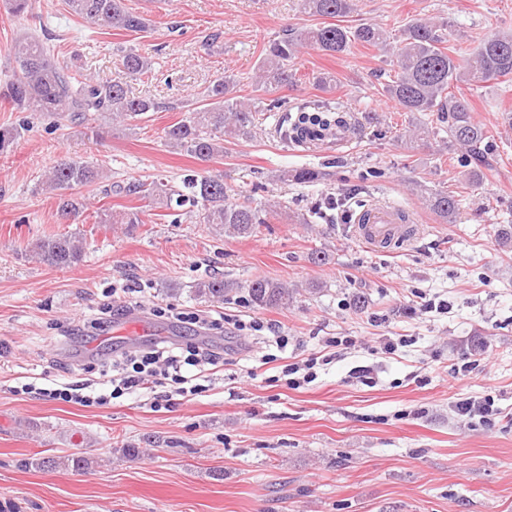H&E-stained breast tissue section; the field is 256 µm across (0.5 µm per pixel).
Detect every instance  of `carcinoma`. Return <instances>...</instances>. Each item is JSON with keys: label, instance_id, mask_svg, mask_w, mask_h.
Instances as JSON below:
<instances>
[{"label": "carcinoma", "instance_id": "carcinoma-1", "mask_svg": "<svg viewBox=\"0 0 512 512\" xmlns=\"http://www.w3.org/2000/svg\"><path fill=\"white\" fill-rule=\"evenodd\" d=\"M34 0H4L7 11L15 17L29 14ZM70 12L104 29L142 32L149 28L150 19L141 12L129 9L125 0H66ZM302 11L324 22L310 27L289 28L280 38L265 48L257 64L256 91L264 94L293 84L289 61L303 47L329 55H342L355 43L377 47L391 54L394 73L384 84L385 93L407 112H439L448 123V140L463 151L462 162L467 176L474 182L482 177L487 146V131L472 114L469 101L456 96L451 87L464 83L480 86L493 81L512 80V31L495 33L479 41L465 53L446 47L445 34L440 26L427 19L409 23L400 36L392 39L375 23L355 27L334 22L355 11V0H301ZM331 22H325V19ZM14 76L0 88V97L20 112H40L61 124L86 125L94 136L92 126L96 115L110 114L119 121H135L158 109L149 97L130 95L128 84L121 80L100 81L91 75L74 72L67 63L55 58L51 50L34 35L16 38L8 49ZM120 62L127 78L136 80L153 70L152 58L135 48L120 50ZM236 80L224 74L198 93L199 105L189 116L165 130L167 144L197 160L207 163L224 155V139L250 137L253 112L263 103L260 97L247 101L234 95ZM304 113L294 122L295 129L321 124L337 125L341 120L331 116V110L300 107ZM25 126L0 127V153L9 150L22 136ZM322 173L316 169L300 168L284 171L282 179L314 182ZM105 180L103 171L92 162L68 158L54 165L40 181V190L54 195L56 215L64 223L79 215L86 203L76 190ZM105 195L135 196L160 204L168 209L188 206L197 212L198 223L209 224L218 233L234 237H249L261 223L257 213L248 205L228 201L224 180L216 176L187 175L182 185H171L159 178L151 181L133 179L109 185ZM431 209L443 223L455 220L458 203L454 197L439 192L428 198ZM101 224H126L133 230L144 223L142 212L114 213L103 209ZM32 256L50 267H70L82 260L84 248L75 234H55L41 238L31 247ZM195 297L204 301L222 302L232 293L224 278L212 276L200 280L194 288ZM249 301L260 308H286L293 304L297 290L267 279H255L247 285ZM41 467L63 465L74 470L88 466V459L73 457L60 463L43 458Z\"/></svg>", "mask_w": 512, "mask_h": 512}]
</instances>
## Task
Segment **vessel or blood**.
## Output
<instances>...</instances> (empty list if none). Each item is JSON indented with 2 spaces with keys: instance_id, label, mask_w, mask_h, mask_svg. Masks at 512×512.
Masks as SVG:
<instances>
[{
  "instance_id": "vessel-or-blood-1",
  "label": "vessel or blood",
  "mask_w": 512,
  "mask_h": 512,
  "mask_svg": "<svg viewBox=\"0 0 512 512\" xmlns=\"http://www.w3.org/2000/svg\"><path fill=\"white\" fill-rule=\"evenodd\" d=\"M418 231V226H403L399 208L381 203L361 210L354 227L356 238L384 253L408 243Z\"/></svg>"
}]
</instances>
